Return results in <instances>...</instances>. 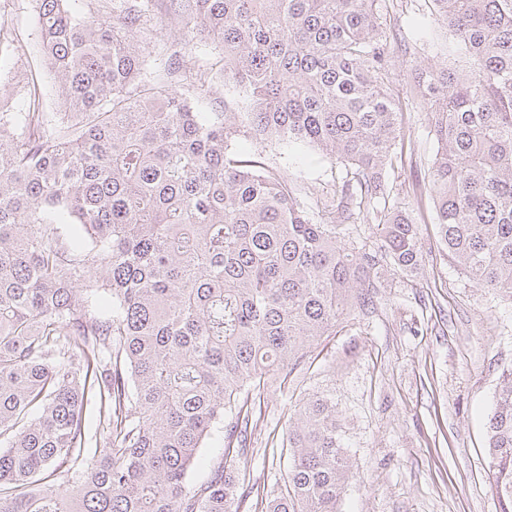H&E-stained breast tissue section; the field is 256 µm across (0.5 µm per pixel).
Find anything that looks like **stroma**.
Here are the masks:
<instances>
[{"label": "stroma", "instance_id": "35a3bbf8", "mask_svg": "<svg viewBox=\"0 0 512 512\" xmlns=\"http://www.w3.org/2000/svg\"><path fill=\"white\" fill-rule=\"evenodd\" d=\"M153 19L137 35L152 51L150 66L166 69L180 51L183 81L200 112L224 109L218 73L222 50L198 40L181 46L169 23L168 0H146ZM392 83L407 133L382 180L391 204L406 209L420 232L421 262L396 275L383 267L380 285L364 308H356L319 337L288 376L274 375L254 397L248 452L251 482L276 486L272 463L288 420L308 397L336 407L352 476L338 512H499L488 479L486 422L503 369L512 366V301L470 280L438 243L427 187L437 141L429 115L411 95L414 73L431 61L449 68L470 66L464 51L449 52L452 37L436 19L431 0H386ZM0 112L29 107L63 111L61 79L43 55L35 0H0ZM209 78L195 86L197 75ZM36 86L37 98L27 89ZM230 154L260 156L286 175L307 209L335 207L351 168L314 148L277 140L231 142Z\"/></svg>", "mask_w": 512, "mask_h": 512}]
</instances>
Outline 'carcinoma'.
<instances>
[{"label":"carcinoma","instance_id":"carcinoma-1","mask_svg":"<svg viewBox=\"0 0 512 512\" xmlns=\"http://www.w3.org/2000/svg\"><path fill=\"white\" fill-rule=\"evenodd\" d=\"M184 44L224 47V111L205 117L149 69L131 0H36L65 121L0 112V512H240L252 415L240 395L299 364L375 288L410 271L418 226L382 171L404 141L383 0H170ZM471 60L420 69L438 143L428 186L444 253L512 299V0H432ZM239 111H230V105ZM239 137L295 142L355 168L337 211L367 204L380 245L349 248ZM108 290L112 311L90 293ZM104 427L89 438L85 412ZM231 416L224 457L186 489ZM260 512H336L350 465L336 408L289 419ZM488 475L512 512V367L487 424ZM67 466L65 491L53 484Z\"/></svg>","mask_w":512,"mask_h":512}]
</instances>
